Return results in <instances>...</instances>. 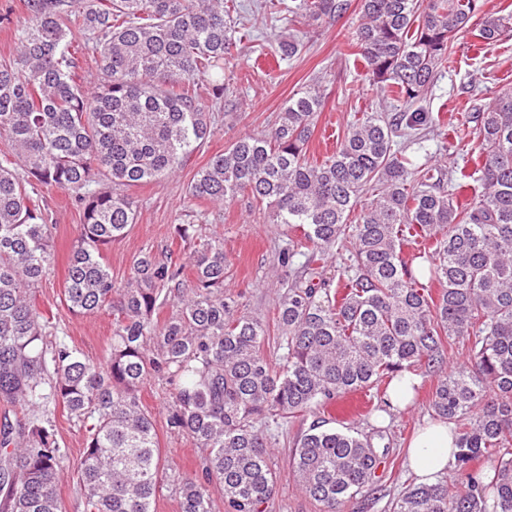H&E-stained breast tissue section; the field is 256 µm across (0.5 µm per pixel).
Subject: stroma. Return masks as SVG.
Here are the masks:
<instances>
[{
  "mask_svg": "<svg viewBox=\"0 0 512 512\" xmlns=\"http://www.w3.org/2000/svg\"><path fill=\"white\" fill-rule=\"evenodd\" d=\"M243 29L249 34L243 52L230 61L225 75L235 96L237 107L213 108L217 125L207 141L194 152L186 165L166 178L139 185L129 191L136 210L137 222L120 241L106 252V261L116 284H124L130 276L131 261L139 252L168 255L189 264L192 246L175 233L179 224H193L199 239L218 235L224 239V251L230 268L224 288L242 302L245 311L272 321L277 297L283 281L288 280L302 264V256H294L290 265H282L278 254L288 239L286 227L272 224L248 196L215 205L188 196L194 175L209 159L246 134H260L277 123L280 110L288 97L312 81H322L327 89L323 110L308 144L311 159L321 160L336 150V142L354 116L363 112H385L389 106L377 96L361 65L350 56L345 37L358 25L357 10L342 19L319 23L301 57L276 62L271 56L254 52L257 44H268L280 37L288 26L283 17L262 15L261 0H245ZM512 87V36L486 48L475 46L473 38L457 40L452 46V63L439 73L427 96L425 107L441 123L458 130V149L468 153L473 145L472 125L466 120L471 109L485 107L504 88ZM44 204L55 226L56 264L51 273L34 289L38 308L59 328L61 335L95 363L106 360L115 315L106 307L94 316L72 314L63 301V288L72 245L81 223V214L68 192L55 187L43 188ZM437 379L422 378L419 393L410 405L390 412L367 413L361 394L339 398L334 407L317 412L329 427H348L362 435L374 428L385 430L389 445L384 475L374 494L362 493L350 499L344 512H381L384 501L392 499L415 477L406 467L405 449L426 421L431 420V392ZM168 386L158 380L148 381L142 388L141 401L152 415L162 458L166 464L189 473L200 470V451L192 440L171 433L166 424L165 408ZM297 427H289L275 451L279 472L278 495L273 512H318L315 504L300 490L288 469Z\"/></svg>",
  "mask_w": 512,
  "mask_h": 512,
  "instance_id": "35a3bbf8",
  "label": "stroma"
}]
</instances>
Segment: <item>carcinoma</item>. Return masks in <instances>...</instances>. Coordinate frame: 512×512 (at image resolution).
<instances>
[{
  "label": "carcinoma",
  "instance_id": "carcinoma-1",
  "mask_svg": "<svg viewBox=\"0 0 512 512\" xmlns=\"http://www.w3.org/2000/svg\"><path fill=\"white\" fill-rule=\"evenodd\" d=\"M483 0H358L347 37L398 112H364L336 151L307 155L324 105L318 86L289 97L274 128L244 135L213 156L189 197L213 204L241 193L300 231L280 251L305 257L277 303L279 366L263 349L266 322L224 294V238L212 237L183 266L149 252L132 259L118 287L105 252L136 223L128 190L181 169L214 125L203 95L233 105L224 67L241 37L226 0H27L13 25L15 51L0 59V512H64L58 483L69 449L55 432L61 408L81 423L78 466L86 512H154L163 489L178 512H271L278 493L277 431L337 398L404 373H442L430 406L448 424L459 483L409 485L387 512H512V89L473 113L475 167L459 165L455 132L420 107L455 40ZM352 0H294L291 33L270 52L300 55L308 29L341 19ZM98 55V81L77 83L74 30ZM512 32V11L475 34L492 46ZM453 158L417 162L426 130ZM471 190L462 204L455 190ZM71 194L82 210L64 301L91 316L117 312L104 364L90 362L39 311L34 285L55 264L54 225L39 188ZM370 197L365 199L363 194ZM360 211L356 221L350 216ZM349 240L331 290L319 279L326 254ZM440 288L433 297L425 283ZM176 313L155 315L170 301ZM469 365L445 369L448 346ZM151 378L171 388L169 430L190 437L202 477L162 464L151 414L140 400ZM385 454L350 429L313 422L288 467L319 512H342L375 490Z\"/></svg>",
  "mask_w": 512,
  "mask_h": 512
}]
</instances>
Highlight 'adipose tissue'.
Here are the masks:
<instances>
[{
    "label": "adipose tissue",
    "mask_w": 512,
    "mask_h": 512,
    "mask_svg": "<svg viewBox=\"0 0 512 512\" xmlns=\"http://www.w3.org/2000/svg\"><path fill=\"white\" fill-rule=\"evenodd\" d=\"M453 448L454 440L446 424H427L408 449V467L420 482L435 483L454 464Z\"/></svg>",
    "instance_id": "ef3b65f1"
}]
</instances>
